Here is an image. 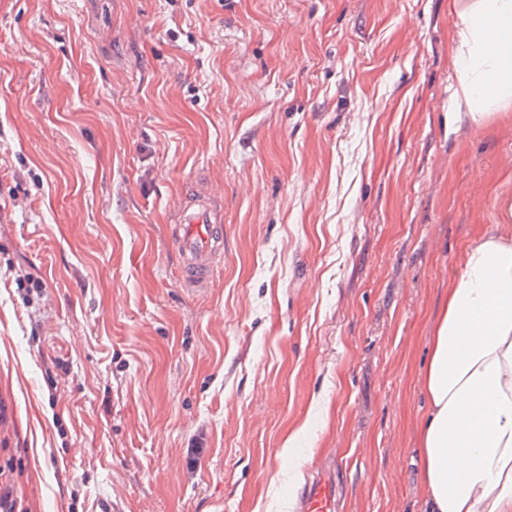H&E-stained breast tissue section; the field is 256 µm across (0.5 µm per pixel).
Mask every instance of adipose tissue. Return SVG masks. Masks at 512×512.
I'll return each instance as SVG.
<instances>
[{
  "label": "adipose tissue",
  "mask_w": 512,
  "mask_h": 512,
  "mask_svg": "<svg viewBox=\"0 0 512 512\" xmlns=\"http://www.w3.org/2000/svg\"><path fill=\"white\" fill-rule=\"evenodd\" d=\"M449 121L512 113V0H453ZM466 246L430 340L418 431L427 512H512V195Z\"/></svg>",
  "instance_id": "1"
}]
</instances>
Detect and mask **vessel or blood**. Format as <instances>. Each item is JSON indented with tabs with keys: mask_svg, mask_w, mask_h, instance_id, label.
Instances as JSON below:
<instances>
[{
	"mask_svg": "<svg viewBox=\"0 0 512 512\" xmlns=\"http://www.w3.org/2000/svg\"><path fill=\"white\" fill-rule=\"evenodd\" d=\"M222 221L221 207L208 198L179 210L173 243L180 257L179 277L182 282L199 284L209 279L224 253V239L218 232ZM336 501V478L331 472L321 471L304 484L299 510L336 512Z\"/></svg>",
	"mask_w": 512,
	"mask_h": 512,
	"instance_id": "vessel-or-blood-1",
	"label": "vessel or blood"
}]
</instances>
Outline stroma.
I'll list each match as a JSON object with an SVG mask.
<instances>
[{"label": "stroma", "mask_w": 512, "mask_h": 512, "mask_svg": "<svg viewBox=\"0 0 512 512\" xmlns=\"http://www.w3.org/2000/svg\"><path fill=\"white\" fill-rule=\"evenodd\" d=\"M452 0H0V464L24 512H424L416 423L512 120ZM217 192L224 257L176 279ZM196 457H188V449ZM222 222L221 207L209 198L178 211L173 243L180 257L182 282L199 284L209 279L224 253V238L217 230ZM336 477L330 471L316 473L306 481L299 497L300 512H335Z\"/></svg>", "instance_id": "obj_1"}]
</instances>
